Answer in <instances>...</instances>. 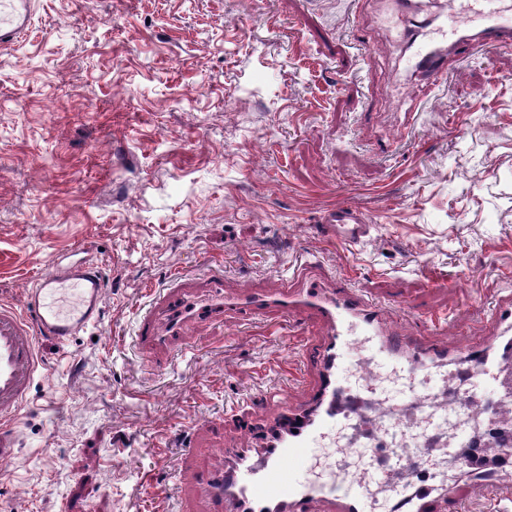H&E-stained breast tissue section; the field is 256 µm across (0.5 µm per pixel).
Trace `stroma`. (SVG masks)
Listing matches in <instances>:
<instances>
[{
    "instance_id": "stroma-1",
    "label": "stroma",
    "mask_w": 512,
    "mask_h": 512,
    "mask_svg": "<svg viewBox=\"0 0 512 512\" xmlns=\"http://www.w3.org/2000/svg\"><path fill=\"white\" fill-rule=\"evenodd\" d=\"M0 48V303L23 309L81 249L101 321L42 362L0 462V512H207L200 466L255 447L297 406L316 348L247 316L200 324L162 368L134 348L174 275L274 288L296 255L470 344L512 290V47L460 44L411 78L394 0H33ZM348 204L355 246L318 218ZM320 223L326 236L350 245L362 242L373 228L364 212L341 205L326 210L320 218Z\"/></svg>"
}]
</instances>
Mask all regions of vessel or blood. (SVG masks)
I'll use <instances>...</instances> for the list:
<instances>
[{
    "mask_svg": "<svg viewBox=\"0 0 512 512\" xmlns=\"http://www.w3.org/2000/svg\"><path fill=\"white\" fill-rule=\"evenodd\" d=\"M479 27H463L479 50L512 43V8L505 0H474ZM30 23L27 0H0V48L15 43ZM448 46L428 44L414 56L418 73L437 80L444 72ZM326 236L355 245L372 230L368 216L355 208L336 206L321 218ZM104 298L103 278L90 258L56 260L52 272L38 278L25 295L23 310L0 306V461L18 454L11 421L28 400L39 358L38 338L65 347L98 324ZM275 314L280 326L304 331L315 328L322 376L310 407L284 409L276 446L260 456L236 462L220 472H206L199 486L217 504V512H376L379 495H390L396 512H445L447 492L414 471L415 455L397 453L394 442L402 417L423 419L430 432L423 445L439 447L451 440L458 448L477 444L459 421L476 409L471 395L449 401L441 390L457 372L458 358L476 379L495 381L502 361L512 358V293L498 296L488 320L492 340L474 336L467 352L435 343L440 315L421 318L408 327L346 282L325 278L309 263L297 264L276 288H228L219 277L176 278L173 287L153 299L136 331L140 357L162 367L176 346L187 345L192 327L211 315L234 317ZM372 354L362 355L363 346ZM349 359L358 383L335 380L342 359ZM385 360L405 376L406 396L396 401L380 391L377 360ZM344 437L353 448L352 463L329 478L316 475L310 452L314 442ZM459 479L512 483V432L505 434L499 465L492 470L465 468Z\"/></svg>",
    "mask_w": 512,
    "mask_h": 512,
    "instance_id": "obj_1",
    "label": "vessel or blood"
}]
</instances>
